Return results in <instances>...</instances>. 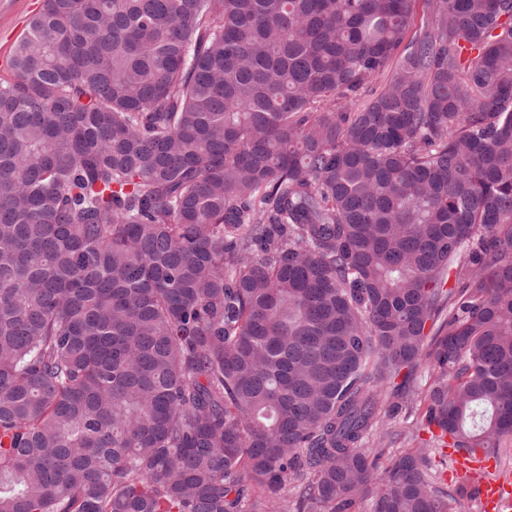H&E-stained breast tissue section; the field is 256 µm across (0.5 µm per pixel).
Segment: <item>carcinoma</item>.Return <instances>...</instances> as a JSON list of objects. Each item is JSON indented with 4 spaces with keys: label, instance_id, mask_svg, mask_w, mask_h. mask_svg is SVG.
<instances>
[{
    "label": "carcinoma",
    "instance_id": "1",
    "mask_svg": "<svg viewBox=\"0 0 512 512\" xmlns=\"http://www.w3.org/2000/svg\"><path fill=\"white\" fill-rule=\"evenodd\" d=\"M423 2L43 0L0 79V512H448L363 447L422 366L439 440L512 435V0Z\"/></svg>",
    "mask_w": 512,
    "mask_h": 512
}]
</instances>
